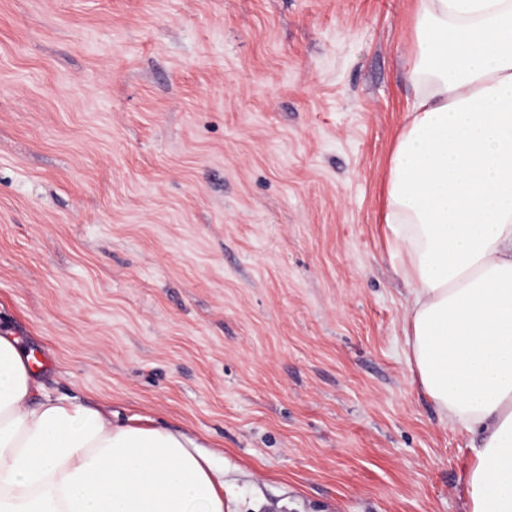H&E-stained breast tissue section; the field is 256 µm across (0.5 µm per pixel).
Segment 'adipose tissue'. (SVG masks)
Returning a JSON list of instances; mask_svg holds the SVG:
<instances>
[{
  "label": "adipose tissue",
  "instance_id": "ef3b65f1",
  "mask_svg": "<svg viewBox=\"0 0 512 512\" xmlns=\"http://www.w3.org/2000/svg\"><path fill=\"white\" fill-rule=\"evenodd\" d=\"M385 197L408 363L473 436L469 512H512V0H418ZM0 335V512H224V473L168 426L40 394Z\"/></svg>",
  "mask_w": 512,
  "mask_h": 512
}]
</instances>
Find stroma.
<instances>
[{
    "label": "stroma",
    "instance_id": "obj_1",
    "mask_svg": "<svg viewBox=\"0 0 512 512\" xmlns=\"http://www.w3.org/2000/svg\"><path fill=\"white\" fill-rule=\"evenodd\" d=\"M416 6L0 0V334L226 512H467L384 230Z\"/></svg>",
    "mask_w": 512,
    "mask_h": 512
}]
</instances>
